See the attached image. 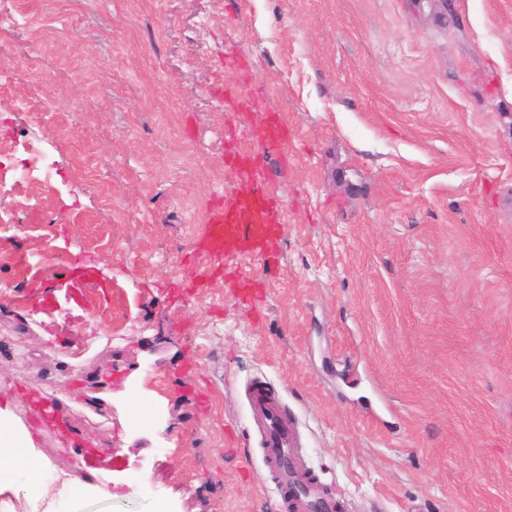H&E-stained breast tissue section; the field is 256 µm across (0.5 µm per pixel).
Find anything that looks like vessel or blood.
<instances>
[{"label": "vessel or blood", "instance_id": "vessel-or-blood-1", "mask_svg": "<svg viewBox=\"0 0 512 512\" xmlns=\"http://www.w3.org/2000/svg\"><path fill=\"white\" fill-rule=\"evenodd\" d=\"M231 139L246 136L259 143L263 156L234 152L228 163L243 175L249 187L245 192L222 197L211 206L203 235L195 242L192 256L203 260V276L223 275L233 299L253 311H260L265 294L256 287L254 275L242 272L234 261L247 254L267 264L280 261L277 243L281 232L280 203L269 184V161L285 159L288 128L280 115L270 114L257 126L238 134L228 130ZM252 420L261 434L265 465L283 491L287 512H336L338 505L324 495L304 462L301 435L285 417L282 402L263 384L254 382L245 389Z\"/></svg>", "mask_w": 512, "mask_h": 512}]
</instances>
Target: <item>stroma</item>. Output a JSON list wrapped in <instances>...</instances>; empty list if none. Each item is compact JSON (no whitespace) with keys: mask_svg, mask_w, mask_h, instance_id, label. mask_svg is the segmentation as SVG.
<instances>
[{"mask_svg":"<svg viewBox=\"0 0 512 512\" xmlns=\"http://www.w3.org/2000/svg\"><path fill=\"white\" fill-rule=\"evenodd\" d=\"M227 54L260 109L218 100ZM0 83V139L58 167L0 197V284L23 283L0 291V393L56 468L112 490L49 512H275L257 381L342 512H512V0H17ZM268 111L292 137L282 262L238 260L257 319L222 280L167 286L243 186L225 128ZM94 371L112 402L88 411Z\"/></svg>","mask_w":512,"mask_h":512,"instance_id":"obj_1","label":"stroma"}]
</instances>
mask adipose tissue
Wrapping results in <instances>:
<instances>
[{
    "instance_id": "adipose-tissue-1",
    "label": "adipose tissue",
    "mask_w": 512,
    "mask_h": 512,
    "mask_svg": "<svg viewBox=\"0 0 512 512\" xmlns=\"http://www.w3.org/2000/svg\"><path fill=\"white\" fill-rule=\"evenodd\" d=\"M18 405L17 399H0V473L22 477L24 493L44 498L50 490L42 482L41 472L51 464L37 450L38 430L28 429L17 417Z\"/></svg>"
}]
</instances>
